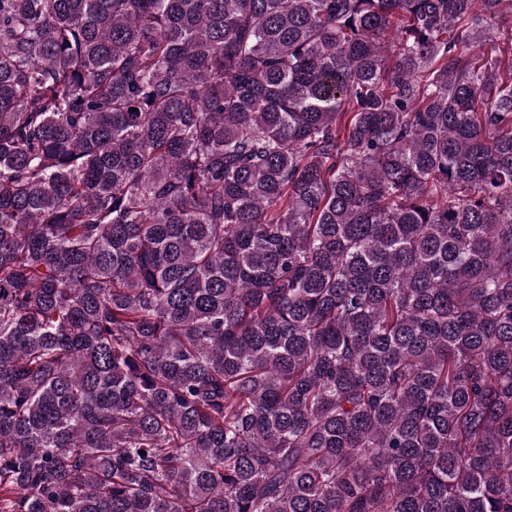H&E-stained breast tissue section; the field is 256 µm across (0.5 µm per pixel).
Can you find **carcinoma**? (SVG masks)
I'll list each match as a JSON object with an SVG mask.
<instances>
[{
  "label": "carcinoma",
  "instance_id": "obj_1",
  "mask_svg": "<svg viewBox=\"0 0 512 512\" xmlns=\"http://www.w3.org/2000/svg\"><path fill=\"white\" fill-rule=\"evenodd\" d=\"M512 0H0V512H512Z\"/></svg>",
  "mask_w": 512,
  "mask_h": 512
}]
</instances>
